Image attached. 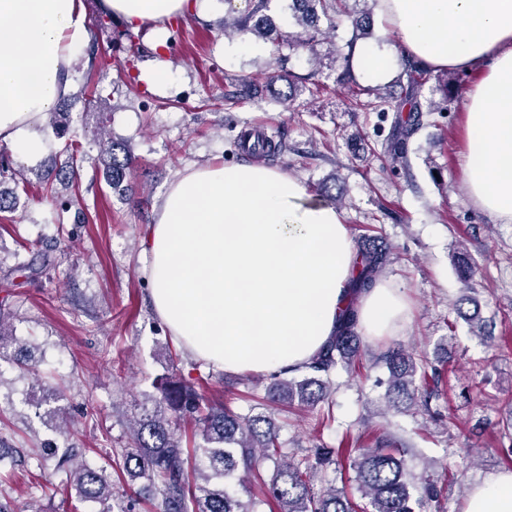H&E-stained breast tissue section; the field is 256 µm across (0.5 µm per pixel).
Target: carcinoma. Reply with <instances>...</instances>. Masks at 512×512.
Listing matches in <instances>:
<instances>
[{"mask_svg":"<svg viewBox=\"0 0 512 512\" xmlns=\"http://www.w3.org/2000/svg\"><path fill=\"white\" fill-rule=\"evenodd\" d=\"M378 0H290L288 9L296 23L306 30L319 32L318 13H323L330 29L336 28V18L351 17L357 6ZM270 0H248L247 13L224 26L234 25L242 31H252L265 40L281 36L278 28L264 16ZM427 72L411 55L401 56V71L386 96L378 101H359L363 109L399 113L394 132L384 146L393 159L404 157L409 140L421 128L423 113L434 112L436 106L422 102L421 90ZM408 115L403 117L401 112ZM67 155L60 175L73 179L83 166L84 152L75 140L64 145ZM100 160L111 178L116 180L132 166L129 154L118 156L116 148L108 146ZM388 261V255L376 238L366 239L360 252L358 286L363 288L378 278ZM360 347L354 312L342 315L335 336L306 366V375L288 379L273 374L266 386L262 406L265 411L242 415L222 402H212L182 376L164 375L156 384V395L139 406L131 442L117 452L126 471L146 478L161 497L163 512H257V497L252 485L262 484L266 493L278 503L279 512H357L354 497L330 484L314 488L311 475L317 466L336 459L350 461L355 477V489L367 500L364 512H423L435 495L434 484L426 480L419 485L407 479V463L397 443L380 438L373 448H363L351 456L352 444L347 440L325 459L313 461L305 455L295 459L279 442V427L273 407L314 406L327 400L331 374L340 364L354 365ZM390 374L386 399L390 407L417 409L418 382L427 374L419 359L402 348L385 351L378 357ZM194 420L193 454L184 451L183 423ZM273 464L270 481L260 474L264 464ZM58 467L66 474V486L76 490L80 501L100 505L97 512L114 510L119 493L106 475L104 467L77 459L72 448L65 449Z\"/></svg>","mask_w":512,"mask_h":512,"instance_id":"obj_1","label":"carcinoma"}]
</instances>
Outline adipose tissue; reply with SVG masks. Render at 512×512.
<instances>
[{"label": "adipose tissue", "mask_w": 512, "mask_h": 512, "mask_svg": "<svg viewBox=\"0 0 512 512\" xmlns=\"http://www.w3.org/2000/svg\"><path fill=\"white\" fill-rule=\"evenodd\" d=\"M209 0H99L121 25L151 27L163 52L170 23L206 14ZM403 52L434 70L483 66L468 92L465 186L473 204L512 223V0H378ZM82 0H0V146L38 162L44 113L70 90L88 40ZM390 53L359 43L354 67L389 80ZM299 179L262 166L211 165L168 189L145 243L150 300L181 346L218 369L301 370L354 304L357 326L389 335L407 316L399 289L357 288L344 215L306 204ZM461 512H512V471L475 485Z\"/></svg>", "instance_id": "ef3b65f1"}]
</instances>
